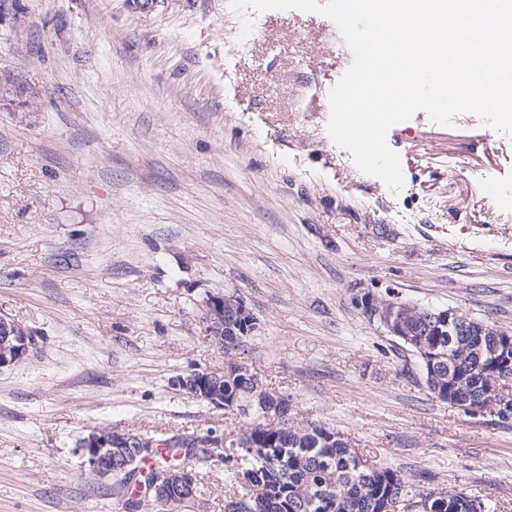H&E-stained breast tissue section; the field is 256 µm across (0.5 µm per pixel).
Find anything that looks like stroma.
Listing matches in <instances>:
<instances>
[{
	"instance_id": "1",
	"label": "stroma",
	"mask_w": 512,
	"mask_h": 512,
	"mask_svg": "<svg viewBox=\"0 0 512 512\" xmlns=\"http://www.w3.org/2000/svg\"><path fill=\"white\" fill-rule=\"evenodd\" d=\"M351 63L330 18L230 0H18L0 23V314L35 337L0 370V512H122L79 446L101 430L194 442L200 493L169 512H224L241 489L202 448L247 420L174 384L223 368L203 334L222 294L293 421L512 512V420L433 397L355 302L512 331V135L416 110L387 134L391 191L327 131Z\"/></svg>"
}]
</instances>
